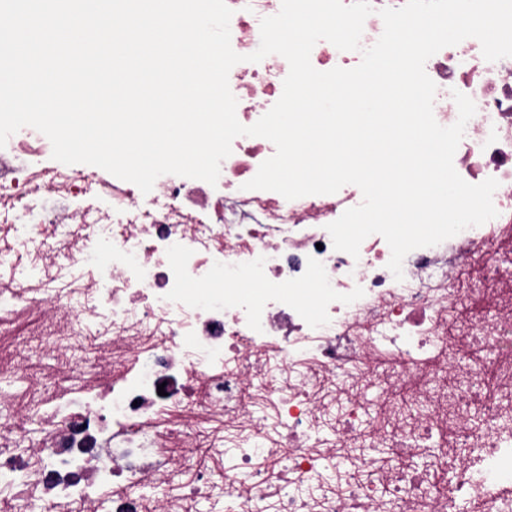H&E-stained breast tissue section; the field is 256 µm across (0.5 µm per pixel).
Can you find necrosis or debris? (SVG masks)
I'll return each instance as SVG.
<instances>
[{
  "instance_id": "4bbe7bcc",
  "label": "necrosis or debris",
  "mask_w": 512,
  "mask_h": 512,
  "mask_svg": "<svg viewBox=\"0 0 512 512\" xmlns=\"http://www.w3.org/2000/svg\"><path fill=\"white\" fill-rule=\"evenodd\" d=\"M226 4L231 46L245 57L229 86L250 126L289 72L277 54L246 60L281 0ZM425 70L440 125L458 118L453 92L475 103L453 164L468 183L498 181L497 215L411 251L399 280L380 235L355 257L332 247L326 227L361 204L357 186L294 200L246 189L275 153L265 138H235L216 184L165 174L145 194L99 167L52 159L32 127L10 136L0 148V324L40 316L37 330L12 331L21 348L36 340L62 353L91 332L112 346L108 360L84 349L49 393L36 363L0 361V430L25 431L34 415L45 424L26 446L0 444L11 512H63L104 493L112 512H145L135 489L167 479L165 451L197 407L218 413L230 443L261 429L260 411L272 414L280 474L242 451L221 475L234 512L266 500L272 512H457L462 495L473 512H512V284L498 265L512 249V57L487 61L468 38ZM21 251L23 271L11 260ZM90 370L104 388L73 396ZM374 386L386 405L366 433L361 395ZM320 414L332 418L326 439L315 434ZM442 430L453 441L433 470H380L362 457L372 479L312 499L285 492L319 473L324 449L366 438L412 457ZM453 450L463 464L439 483Z\"/></svg>"
}]
</instances>
